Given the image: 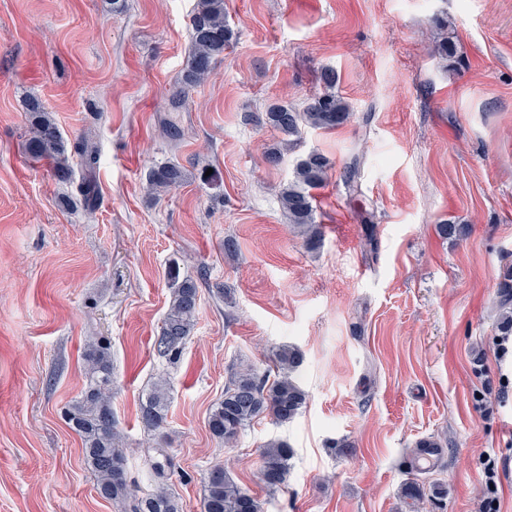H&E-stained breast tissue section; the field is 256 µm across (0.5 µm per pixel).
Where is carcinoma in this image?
<instances>
[{"label":"carcinoma","instance_id":"obj_1","mask_svg":"<svg viewBox=\"0 0 512 512\" xmlns=\"http://www.w3.org/2000/svg\"><path fill=\"white\" fill-rule=\"evenodd\" d=\"M192 51L181 77L176 104L183 103L191 88L202 83L233 39L232 29L224 21V0H197L190 17ZM326 89L314 96L303 110L288 104H276L265 113V122L282 135L281 140L264 151L268 164L277 165L283 150L297 144L305 127L333 130L351 116L347 104L336 94V76L328 70L322 75ZM29 139L32 157L46 159L53 165L54 177L65 184L72 180L67 143L49 113L35 100L28 103ZM74 153L88 170L97 164V150L84 139L74 143ZM330 167L329 160L312 151L300 159L293 180L280 192L283 209L291 224L311 227L315 223L312 190L322 186ZM188 173L175 163L152 168L147 175V188L160 195L187 181ZM171 288L168 311L154 339L156 355L168 364L178 363L195 325L199 307V287L192 277L181 274L180 268H168ZM301 364L299 352L284 345L275 354L277 373L261 372L252 365L234 369L224 385L221 399L208 418L211 434L231 447L250 423L268 415L278 424L293 421L306 403V394L295 373ZM87 384L81 398L68 411L67 420L83 444L87 467L96 479L97 493L105 500L121 504L127 512H184L183 504L166 485L144 496L132 488L127 475V458L123 438L112 409V360L108 348L91 344L85 351ZM170 404L169 380L165 373L155 377L140 404L143 427L159 435L167 423ZM294 450L287 441L273 439L263 445L261 480L276 492L286 487ZM423 485L418 479L407 482L405 498L412 512H423ZM201 512H261V502L249 490L237 484L226 467L211 468L205 478Z\"/></svg>","mask_w":512,"mask_h":512}]
</instances>
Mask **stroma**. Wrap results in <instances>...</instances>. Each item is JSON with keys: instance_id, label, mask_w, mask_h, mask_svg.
<instances>
[{"instance_id": "stroma-1", "label": "stroma", "mask_w": 512, "mask_h": 512, "mask_svg": "<svg viewBox=\"0 0 512 512\" xmlns=\"http://www.w3.org/2000/svg\"><path fill=\"white\" fill-rule=\"evenodd\" d=\"M195 4L0 0V512H124L97 494L65 417L91 341L112 354V408L138 493L161 447L184 512H201L204 477L226 461L264 512H410L401 488L427 439L442 462L424 480L447 493L426 512H478L487 457L512 461V392L497 397L512 365L496 357L512 274V0H224L236 38L178 107ZM441 27L453 56L432 52ZM327 69L351 119L305 129L268 165L278 135L261 116L274 103L303 107ZM33 99L67 143L95 146L93 172L71 157L63 184L31 156ZM311 151L332 164L314 192V246L278 197ZM167 162L193 178L152 199L147 174ZM174 261L197 280L200 308L168 369L153 342ZM283 345L303 359V412L283 426L256 419L225 447L208 417L231 370L273 369ZM164 369L161 440L139 414ZM273 438L294 456L287 489L271 494L260 450Z\"/></svg>"}]
</instances>
